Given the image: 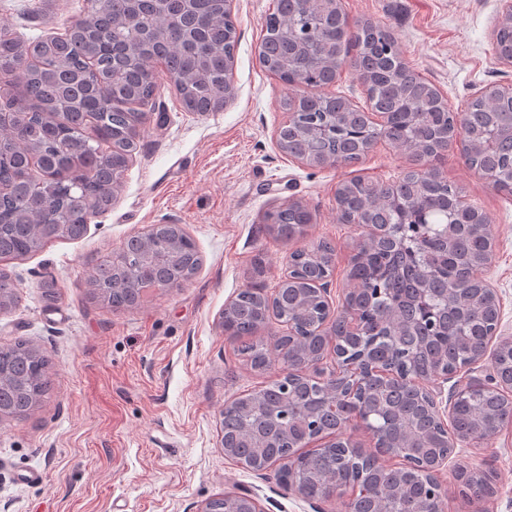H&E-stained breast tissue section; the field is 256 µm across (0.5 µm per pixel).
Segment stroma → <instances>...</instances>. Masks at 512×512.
<instances>
[{"instance_id": "1", "label": "stroma", "mask_w": 512, "mask_h": 512, "mask_svg": "<svg viewBox=\"0 0 512 512\" xmlns=\"http://www.w3.org/2000/svg\"><path fill=\"white\" fill-rule=\"evenodd\" d=\"M503 4L342 0L349 22L367 19L389 30L404 62L454 112L482 87L512 83V66L492 46ZM86 7V0H0V22L26 39L53 36ZM273 8L274 0H233L234 94L218 110L184 111L165 66L157 65L163 113L148 123L111 208L91 220L84 237L0 260L18 292L17 305L0 313V345L25 337L51 355L56 371L53 391L29 418L0 421V512H197L208 498L242 491L264 512H348V496L310 502L274 471H247L225 458V403L268 386L279 370L247 367L221 317L243 288L273 292L289 255L324 238L335 245L330 300L340 305L354 286L349 260L363 230L339 221L337 185L356 176L395 182L415 161L383 140L352 165L311 166L279 149L289 87L258 60L262 21ZM434 164L490 219L495 260L485 278L500 294L502 325L512 334V196L470 170L461 147ZM293 202L313 216L306 236L268 234L265 213ZM155 224L181 225L194 238L202 257L196 276L132 309L93 299L87 281L96 267ZM452 464L441 476L447 512H512V430L456 454ZM456 467L493 472L494 497L462 501ZM31 470L40 480L25 481Z\"/></svg>"}]
</instances>
